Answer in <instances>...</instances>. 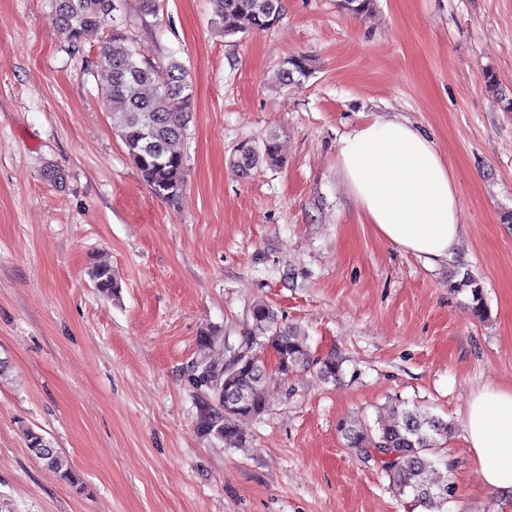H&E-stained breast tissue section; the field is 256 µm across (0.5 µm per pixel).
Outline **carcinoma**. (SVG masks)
<instances>
[{"mask_svg": "<svg viewBox=\"0 0 512 512\" xmlns=\"http://www.w3.org/2000/svg\"><path fill=\"white\" fill-rule=\"evenodd\" d=\"M55 20L65 34L68 49L77 52L85 37L103 28L113 19L116 0H54ZM211 24L226 35H248L270 29L279 20L282 0H212ZM100 67L107 72L108 83L102 89L112 129L121 138L127 154L142 178L154 192L175 200L182 194L186 175L184 143L194 96L184 65L175 58L166 64L167 80L156 82V66L140 57L128 36L117 28L100 49ZM309 59L303 55L287 58L276 72L282 86L309 76ZM280 166L284 163L278 135L270 133L259 144L245 142L232 153L229 164L248 176L258 165ZM91 276L105 293L114 290L112 269L96 265ZM250 323L241 340L255 348L268 347L278 352L281 366L270 374L256 359L238 365L231 376H224V365L202 360L193 367L192 381L203 391L200 398L197 430L205 438L224 442L227 448H239L246 442L239 426L243 418L261 416L267 408L266 389L273 379L284 381L299 369L316 367L325 382L336 381L342 363L333 355L315 358L308 344L309 336L301 328L286 323L276 309L256 303L250 309ZM234 394L233 409L224 410L226 388ZM339 432L351 453L377 462L399 496L411 495L430 508L443 505L453 493L448 476L435 478L439 465H448L443 449L452 433V425L415 406L395 405L389 418L372 427L359 419L345 420ZM31 453L41 449L48 456L41 462L74 485L79 478L65 457L35 431L26 430Z\"/></svg>", "mask_w": 512, "mask_h": 512, "instance_id": "cac0c4a2", "label": "carcinoma"}]
</instances>
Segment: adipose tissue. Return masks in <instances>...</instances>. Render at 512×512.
<instances>
[{
  "instance_id": "ef3b65f1",
  "label": "adipose tissue",
  "mask_w": 512,
  "mask_h": 512,
  "mask_svg": "<svg viewBox=\"0 0 512 512\" xmlns=\"http://www.w3.org/2000/svg\"><path fill=\"white\" fill-rule=\"evenodd\" d=\"M336 166L366 222L433 267L457 252L462 226L452 176L416 123L376 118L345 136ZM466 441L485 485L512 498V390L486 386L465 412Z\"/></svg>"
}]
</instances>
